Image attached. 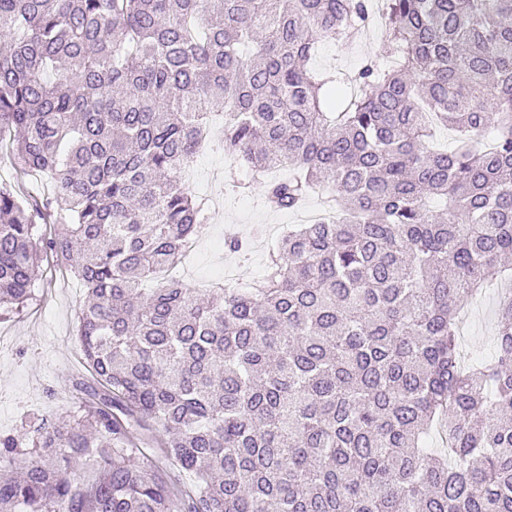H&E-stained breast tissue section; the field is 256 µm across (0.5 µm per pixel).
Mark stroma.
I'll return each mask as SVG.
<instances>
[{
	"instance_id": "1",
	"label": "stroma",
	"mask_w": 512,
	"mask_h": 512,
	"mask_svg": "<svg viewBox=\"0 0 512 512\" xmlns=\"http://www.w3.org/2000/svg\"><path fill=\"white\" fill-rule=\"evenodd\" d=\"M386 47L379 30L361 37L321 43L312 60L316 69L357 70L367 59L383 57ZM227 157L218 144L204 147L191 168V188L200 196L219 200L223 215L209 221L185 260L186 282L193 288L223 284L233 274L239 285L257 280L270 249L300 215L268 211L261 204L264 188L255 182L247 189L223 179ZM249 237L251 248L239 258L225 252L228 236ZM497 293L478 296L465 309L459 333L464 362L494 353ZM85 292L63 263L40 267L34 295L20 313L0 317V434L28 440L41 420L75 415L78 397L88 378L78 355L75 336Z\"/></svg>"
}]
</instances>
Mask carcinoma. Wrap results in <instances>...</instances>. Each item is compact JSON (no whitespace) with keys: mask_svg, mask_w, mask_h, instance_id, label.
<instances>
[{"mask_svg":"<svg viewBox=\"0 0 512 512\" xmlns=\"http://www.w3.org/2000/svg\"><path fill=\"white\" fill-rule=\"evenodd\" d=\"M373 7L0 0V161L49 184L0 182V308L25 307L41 256L66 261L92 375L80 416L33 431L36 459L0 435L21 468L0 512H512V287L494 358L458 348L459 309L512 280V0H379L385 61L310 65ZM214 112L265 207L324 187L332 219L289 228L248 288H147L207 221L184 175ZM437 124L452 148L429 145ZM147 452L148 464L166 483L188 490L189 474L183 472L174 460L166 457L158 448Z\"/></svg>","mask_w":512,"mask_h":512,"instance_id":"carcinoma-1","label":"carcinoma"}]
</instances>
